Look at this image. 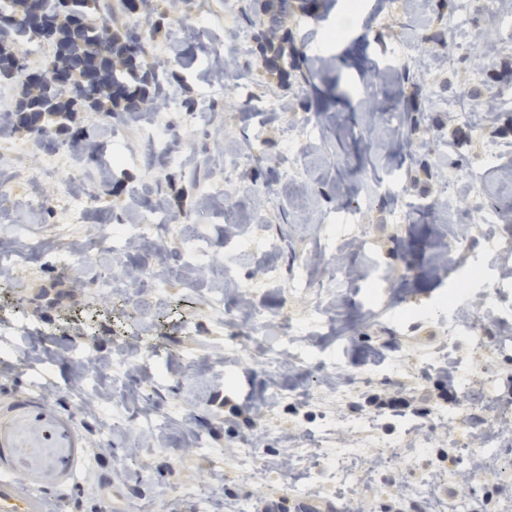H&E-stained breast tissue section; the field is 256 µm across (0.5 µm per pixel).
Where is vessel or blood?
<instances>
[{
    "mask_svg": "<svg viewBox=\"0 0 512 512\" xmlns=\"http://www.w3.org/2000/svg\"><path fill=\"white\" fill-rule=\"evenodd\" d=\"M5 410L29 414L40 427L42 445L67 448V455L54 460L53 468L61 483H69L77 460L84 454L74 418L59 415L29 399L12 401ZM18 445L15 437L0 433V512H49L52 507L47 498L33 490L29 483L19 481L11 469V455Z\"/></svg>",
    "mask_w": 512,
    "mask_h": 512,
    "instance_id": "1",
    "label": "vessel or blood"
}]
</instances>
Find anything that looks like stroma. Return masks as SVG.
I'll list each match as a JSON object with an SVG mask.
<instances>
[{"label":"stroma","mask_w":512,"mask_h":512,"mask_svg":"<svg viewBox=\"0 0 512 512\" xmlns=\"http://www.w3.org/2000/svg\"><path fill=\"white\" fill-rule=\"evenodd\" d=\"M245 3L211 15L182 7L160 29L140 27L169 100L151 135L83 114L112 160L97 201L65 188L71 172L87 174L76 154L0 136L14 206L34 194L49 202L24 234L0 220L22 250L0 277V324L12 304L32 325L0 350V403L26 396L75 416L86 453L69 512H442L453 497L501 512L512 502V432H485L483 421L512 423V273L494 248L512 240V152L489 148L512 145V52L476 67L463 48L478 34L512 40V26L497 0L459 18L440 0H376L373 16L325 0L284 27L301 66L330 64L285 88L255 53ZM219 55L236 62L220 77ZM406 65L417 83L399 79ZM378 67L391 81L374 79ZM204 91L213 113L187 111ZM411 101L414 128L400 123ZM170 129L188 161L152 154L150 137ZM153 213L175 217L177 234L158 226L125 263L165 267L167 281L104 293L96 272L112 264L114 228ZM463 230L469 245L452 253ZM199 233L206 279L179 243ZM71 248L88 267H63ZM271 264L280 281L265 280ZM217 292L220 310L207 304ZM449 295L454 308L436 312ZM244 309L266 326L233 322ZM191 321L202 336L183 335ZM473 322L488 341L479 352L466 336ZM219 324L221 337L206 338ZM257 334L264 348L239 355ZM122 341L141 362L113 370L82 407L81 357L110 361ZM474 361L480 377L445 398L444 370L458 376ZM375 394L405 406L374 414L364 400ZM483 432L498 456L478 464L461 447ZM340 454L360 483L311 484L309 472Z\"/></svg>","instance_id":"obj_1"}]
</instances>
